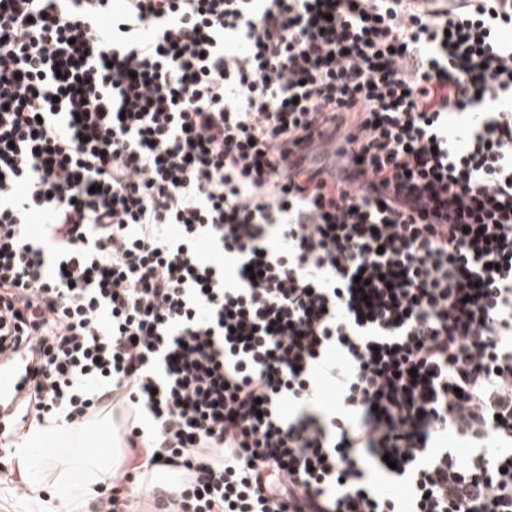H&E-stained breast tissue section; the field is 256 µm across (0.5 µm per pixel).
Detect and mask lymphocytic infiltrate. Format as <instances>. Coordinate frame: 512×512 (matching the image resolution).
Wrapping results in <instances>:
<instances>
[{
	"instance_id": "lymphocytic-infiltrate-1",
	"label": "lymphocytic infiltrate",
	"mask_w": 512,
	"mask_h": 512,
	"mask_svg": "<svg viewBox=\"0 0 512 512\" xmlns=\"http://www.w3.org/2000/svg\"><path fill=\"white\" fill-rule=\"evenodd\" d=\"M509 29L0 0V435L121 407L164 512H512Z\"/></svg>"
}]
</instances>
